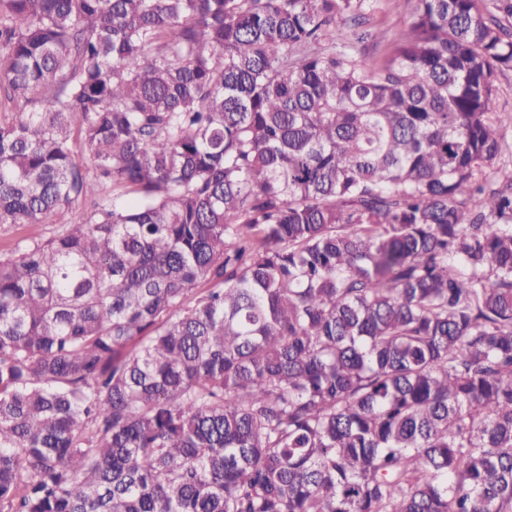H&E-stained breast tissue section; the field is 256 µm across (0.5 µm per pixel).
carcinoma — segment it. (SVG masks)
Returning <instances> with one entry per match:
<instances>
[{"mask_svg":"<svg viewBox=\"0 0 512 512\" xmlns=\"http://www.w3.org/2000/svg\"><path fill=\"white\" fill-rule=\"evenodd\" d=\"M371 7L0 0V512H512V0ZM371 24L383 34L381 43L367 41L356 43L354 32L357 30L351 21L339 20L337 27L344 34L345 41L355 45L356 50L365 56L383 57L390 48V40L394 33L408 28L414 0H373ZM496 95L494 109L501 115H512V69H501L495 73ZM70 215L60 213L53 217L49 224L32 226L29 224H0V253L9 254L18 246L26 243L32 237L38 236L48 239L57 236L63 227L68 224Z\"/></svg>","mask_w":512,"mask_h":512,"instance_id":"obj_1","label":"carcinoma"}]
</instances>
